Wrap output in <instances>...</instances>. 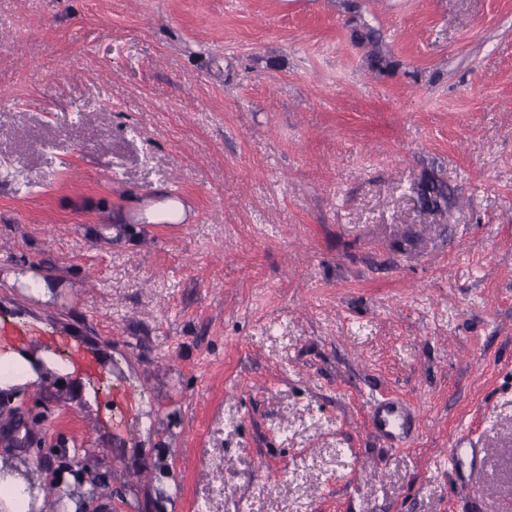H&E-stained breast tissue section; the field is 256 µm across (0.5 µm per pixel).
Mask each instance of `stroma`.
Returning a JSON list of instances; mask_svg holds the SVG:
<instances>
[{"mask_svg": "<svg viewBox=\"0 0 512 512\" xmlns=\"http://www.w3.org/2000/svg\"><path fill=\"white\" fill-rule=\"evenodd\" d=\"M174 192L187 221L132 224ZM19 321L51 371L0 390V454L104 483L29 512H512V0H0ZM368 422L373 432L391 448L404 445L415 428V417L397 399L375 397L368 410ZM476 456V448L467 439L456 441L448 450L449 465L458 474L460 481L466 478L465 484L472 488ZM466 472H469L467 477Z\"/></svg>", "mask_w": 512, "mask_h": 512, "instance_id": "35a3bbf8", "label": "stroma"}]
</instances>
